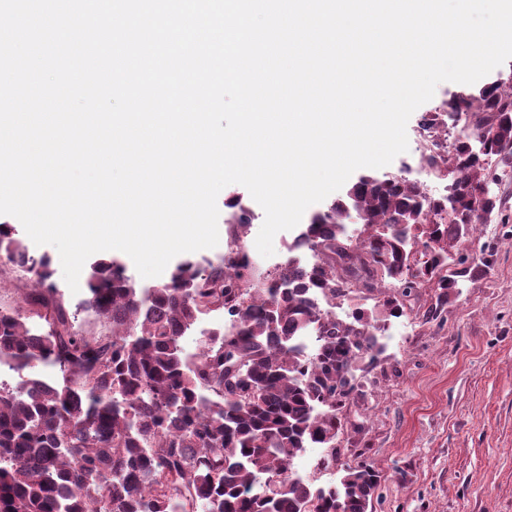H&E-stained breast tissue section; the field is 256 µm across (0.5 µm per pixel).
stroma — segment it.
Returning <instances> with one entry per match:
<instances>
[{
    "instance_id": "obj_1",
    "label": "stroma",
    "mask_w": 512,
    "mask_h": 512,
    "mask_svg": "<svg viewBox=\"0 0 512 512\" xmlns=\"http://www.w3.org/2000/svg\"><path fill=\"white\" fill-rule=\"evenodd\" d=\"M491 190L504 207L465 243L488 259L487 274L464 277L461 294L431 320L424 314L434 291L421 289L413 316L394 325L382 358L364 372L368 432L341 434L336 467L316 474L318 484L331 485L339 465L362 452L382 474L373 512H512V180ZM260 228L247 225L244 244L263 272L303 262L289 248L290 230L275 236L272 256H259ZM26 247L31 256H50L51 282L75 328L103 332L104 321L82 309L83 294L70 292L57 250Z\"/></svg>"
}]
</instances>
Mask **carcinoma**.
Listing matches in <instances>:
<instances>
[{"label": "carcinoma", "instance_id": "carcinoma-1", "mask_svg": "<svg viewBox=\"0 0 512 512\" xmlns=\"http://www.w3.org/2000/svg\"><path fill=\"white\" fill-rule=\"evenodd\" d=\"M452 108L468 132L429 165L453 205L414 182L363 176L300 231L317 264L290 260L272 278L238 244L225 262L185 258L139 289L101 253L84 306L106 334L75 331L50 260L0 224V258L29 273L23 307L46 322L35 334L19 311L0 310V365L28 372L0 381V512H373L382 475L367 461L344 464L327 487L291 468L308 448L334 466L339 435L367 431L352 410L365 395L357 372L379 361V336L411 315L417 289H435L432 319L461 293L459 277L480 270L461 245L502 205L484 184L512 171V83L464 89ZM354 215L358 241L346 231ZM212 312L226 325L187 353L183 337Z\"/></svg>", "mask_w": 512, "mask_h": 512}]
</instances>
